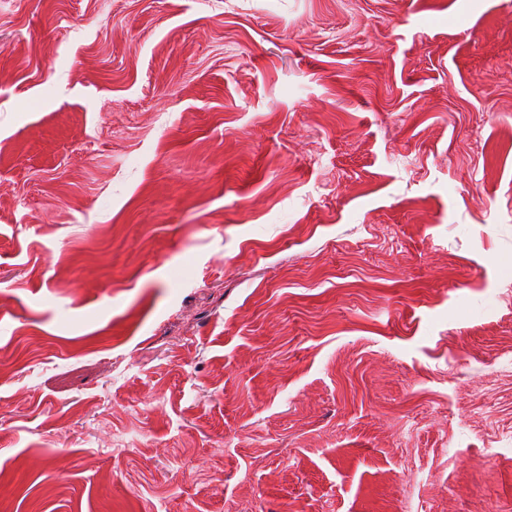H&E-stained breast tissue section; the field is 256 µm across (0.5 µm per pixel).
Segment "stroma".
<instances>
[{
	"mask_svg": "<svg viewBox=\"0 0 512 512\" xmlns=\"http://www.w3.org/2000/svg\"><path fill=\"white\" fill-rule=\"evenodd\" d=\"M0 512H512V0H0Z\"/></svg>",
	"mask_w": 512,
	"mask_h": 512,
	"instance_id": "obj_1",
	"label": "stroma"
}]
</instances>
